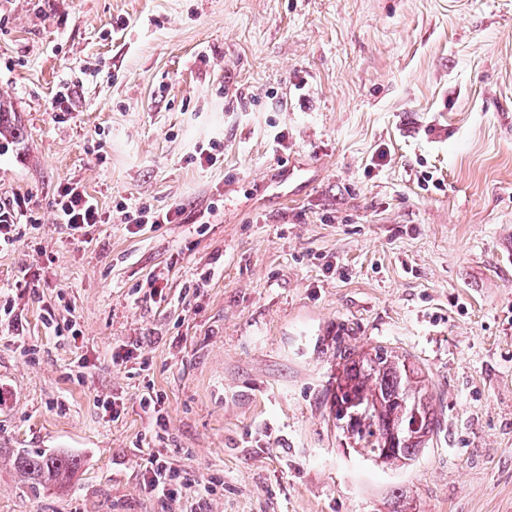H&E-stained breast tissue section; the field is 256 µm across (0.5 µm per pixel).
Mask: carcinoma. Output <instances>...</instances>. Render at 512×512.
<instances>
[{"instance_id":"1","label":"carcinoma","mask_w":512,"mask_h":512,"mask_svg":"<svg viewBox=\"0 0 512 512\" xmlns=\"http://www.w3.org/2000/svg\"><path fill=\"white\" fill-rule=\"evenodd\" d=\"M336 358L339 369L330 390L336 419L348 421V416H340L343 409L359 413L347 436L351 448L384 467L405 466L415 460L440 429L439 413L422 369L387 346L356 350L342 338L336 340ZM394 429L402 435L396 450L385 455L384 440ZM14 464L38 486L63 487L77 469V461L68 455L18 454Z\"/></svg>"}]
</instances>
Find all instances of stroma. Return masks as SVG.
Instances as JSON below:
<instances>
[{
	"label": "stroma",
	"mask_w": 512,
	"mask_h": 512,
	"mask_svg": "<svg viewBox=\"0 0 512 512\" xmlns=\"http://www.w3.org/2000/svg\"><path fill=\"white\" fill-rule=\"evenodd\" d=\"M0 99V512H512V0H0ZM340 336L425 371L411 466L337 430ZM56 212L60 223L67 224L76 232L102 223L94 198L79 183H67L62 187L56 202ZM16 204V206L14 203L8 206L0 205V248L14 243V236H11L12 227L17 223L16 220L22 211L21 205L17 202ZM180 474H176L161 453L151 454L145 468L144 489L160 503L168 506L177 499L183 482ZM14 464L25 478L33 485L48 484L65 486L77 469V461L68 455L44 457L18 454Z\"/></svg>",
	"instance_id": "obj_1"
}]
</instances>
